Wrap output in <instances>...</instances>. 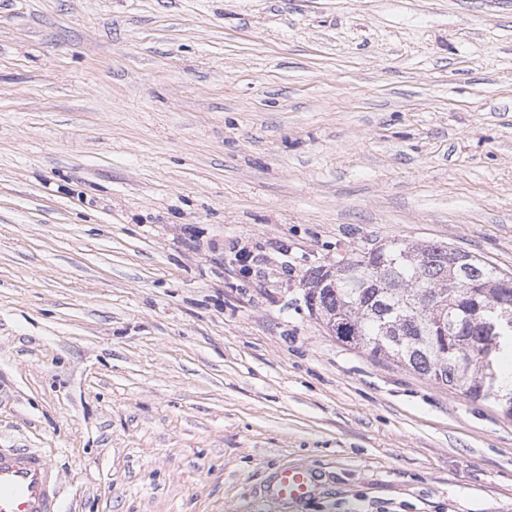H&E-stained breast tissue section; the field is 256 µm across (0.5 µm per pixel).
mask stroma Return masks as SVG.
<instances>
[{
    "instance_id": "obj_1",
    "label": "stroma",
    "mask_w": 512,
    "mask_h": 512,
    "mask_svg": "<svg viewBox=\"0 0 512 512\" xmlns=\"http://www.w3.org/2000/svg\"><path fill=\"white\" fill-rule=\"evenodd\" d=\"M397 239L512 273V0H0V448L62 512H512V420L305 305ZM271 489L275 499L301 501L312 493L313 481L307 471L284 469L275 476Z\"/></svg>"
}]
</instances>
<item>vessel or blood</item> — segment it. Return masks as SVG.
<instances>
[{"label": "vessel or blood", "mask_w": 512, "mask_h": 512, "mask_svg": "<svg viewBox=\"0 0 512 512\" xmlns=\"http://www.w3.org/2000/svg\"><path fill=\"white\" fill-rule=\"evenodd\" d=\"M277 499L300 501L313 491L309 472L285 469L271 486ZM0 512H60L57 475L42 454L17 448H0Z\"/></svg>", "instance_id": "1"}]
</instances>
